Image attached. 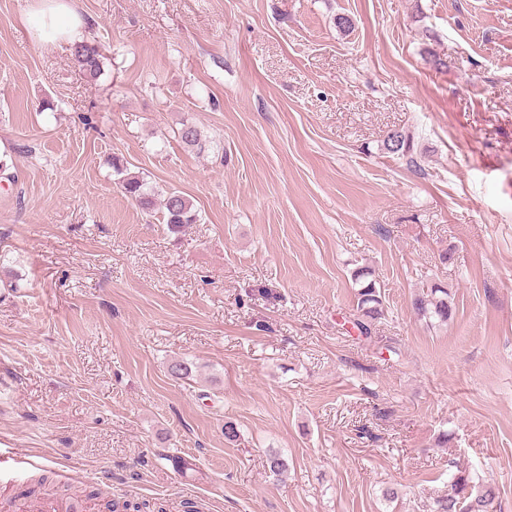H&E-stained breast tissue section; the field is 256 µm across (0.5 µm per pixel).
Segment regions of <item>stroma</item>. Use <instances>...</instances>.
Listing matches in <instances>:
<instances>
[{
	"label": "stroma",
	"instance_id": "obj_1",
	"mask_svg": "<svg viewBox=\"0 0 512 512\" xmlns=\"http://www.w3.org/2000/svg\"><path fill=\"white\" fill-rule=\"evenodd\" d=\"M73 2L94 79L0 0V448L36 463L0 499L76 466L100 507L436 512L457 467L512 512V0ZM120 182L124 192L134 199L143 210L147 212L154 210L155 201L143 191V183L137 176L123 178ZM161 205L166 224H196L199 220L190 201L179 192L168 193ZM364 271L367 270H359L354 275L356 283L359 281L361 286L357 293L358 314L353 320V325L358 328L362 335L371 337L372 322L383 315V300L381 291L376 287V282L371 280L366 283L369 272ZM361 280H364V282H361ZM426 295H415L411 306L418 316L447 322L453 314L452 302L448 301V290L441 285H433Z\"/></svg>",
	"mask_w": 512,
	"mask_h": 512
}]
</instances>
